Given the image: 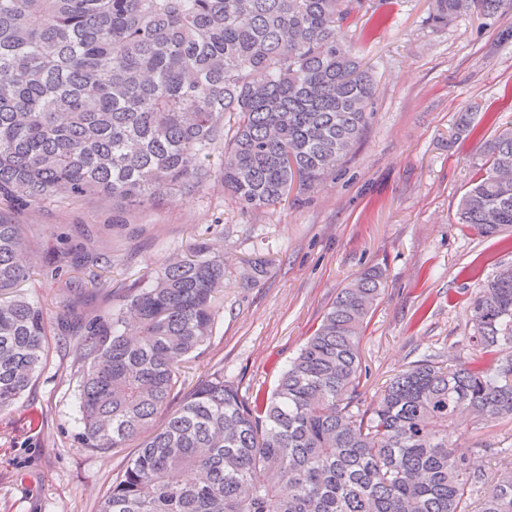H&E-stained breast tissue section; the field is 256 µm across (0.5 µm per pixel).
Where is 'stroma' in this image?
Here are the masks:
<instances>
[{"mask_svg": "<svg viewBox=\"0 0 512 512\" xmlns=\"http://www.w3.org/2000/svg\"><path fill=\"white\" fill-rule=\"evenodd\" d=\"M344 36L376 81L363 135L314 192L242 212L218 182L161 198L135 211L125 229L102 236L111 286L94 292L91 272L73 309L63 308L50 268L17 295L41 305L49 321L86 323L124 304L133 284L202 242L224 262L211 336L183 363L185 389L223 372L240 396L270 391L342 288L373 266L385 288L360 341L362 376L355 407L366 409L383 384L413 362L470 354L469 301L481 283L512 265V229L486 237L461 226V196L482 162L480 145L512 127V10L478 12L447 27L428 25L430 0H369ZM472 134L456 123L472 103ZM111 211L50 206L25 216L54 243L69 224H102ZM77 336H50L35 383L0 412V512H98L138 444L110 451L83 447L74 376ZM452 441L479 449L477 463L504 470L512 419L477 425L461 417Z\"/></svg>", "mask_w": 512, "mask_h": 512, "instance_id": "1", "label": "stroma"}]
</instances>
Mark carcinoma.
I'll return each instance as SVG.
<instances>
[{"label": "carcinoma", "instance_id": "carcinoma-1", "mask_svg": "<svg viewBox=\"0 0 512 512\" xmlns=\"http://www.w3.org/2000/svg\"><path fill=\"white\" fill-rule=\"evenodd\" d=\"M512 0H431L435 28ZM366 0H0V291L41 254L25 215L97 200L112 222L220 180L243 211L310 191L350 154L375 93L342 37ZM234 118L224 140L225 117ZM484 163L459 223L512 227V129ZM54 249L55 275L96 267L95 235ZM122 307L88 321L76 346L81 438L123 448L144 433L99 512H512V469L489 474L479 448L448 444L460 413L512 419V266L472 298L473 356L415 362L367 409L353 403L359 343L384 288L372 267L342 289L276 387L247 401L213 373L152 428L178 394L180 368L213 329L224 263L203 243ZM50 327L43 309L0 299V412L33 385Z\"/></svg>", "mask_w": 512, "mask_h": 512}]
</instances>
